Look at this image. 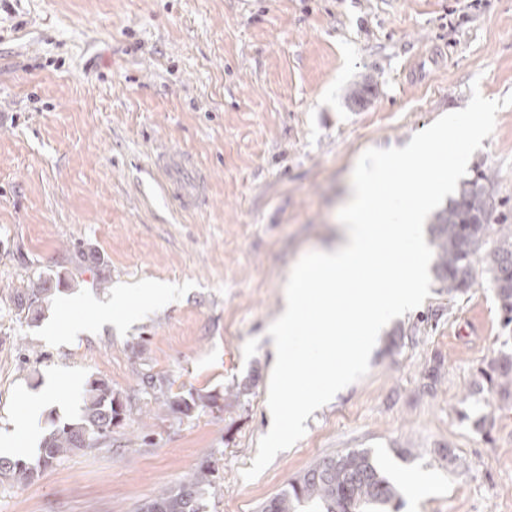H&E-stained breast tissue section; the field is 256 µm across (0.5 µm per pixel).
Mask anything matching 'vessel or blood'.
Here are the masks:
<instances>
[{"label": "vessel or blood", "instance_id": "1", "mask_svg": "<svg viewBox=\"0 0 512 512\" xmlns=\"http://www.w3.org/2000/svg\"><path fill=\"white\" fill-rule=\"evenodd\" d=\"M159 169L168 172L167 188L182 209H200L207 199V174L201 162L188 152H166L156 159Z\"/></svg>", "mask_w": 512, "mask_h": 512}]
</instances>
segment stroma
Wrapping results in <instances>:
<instances>
[{"label": "stroma", "mask_w": 512, "mask_h": 512, "mask_svg": "<svg viewBox=\"0 0 512 512\" xmlns=\"http://www.w3.org/2000/svg\"><path fill=\"white\" fill-rule=\"evenodd\" d=\"M475 88L512 94V0H0V429L24 413L20 388L61 373L74 383L39 435L81 417L92 378L126 408L97 447L0 482V512H138L204 464L203 512H260L358 449L434 476L418 512H512V398L474 385L512 327L481 265L466 292L431 285L389 322L367 375L241 477L268 431V330L294 265L335 244L365 150L404 147ZM166 147L203 163L204 208L182 212L159 185ZM479 171L493 239L512 226V106L470 158ZM40 275L61 283L33 319L17 296ZM154 282L169 296L141 304ZM169 394L217 403L158 410Z\"/></svg>", "instance_id": "obj_1"}]
</instances>
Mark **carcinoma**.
Masks as SVG:
<instances>
[{"label": "carcinoma", "mask_w": 512, "mask_h": 512, "mask_svg": "<svg viewBox=\"0 0 512 512\" xmlns=\"http://www.w3.org/2000/svg\"><path fill=\"white\" fill-rule=\"evenodd\" d=\"M480 174L465 183L457 198L439 212L432 224L437 248L436 278L448 294L457 295L474 278L475 262L490 229L494 210L493 196ZM495 292L504 325L512 324V228L500 233L483 256ZM50 279L39 277L18 298V306L35 314L52 294ZM481 381L490 385L512 378V354H502L479 369ZM122 404L112 397V390L102 379H90L83 393L80 419L56 426L44 437L40 455L31 462L18 457H0V480L14 485L32 483L39 474L60 459L96 447L112 437V425L120 416ZM210 468L200 466L173 487L146 501L140 512H202L204 491L212 487ZM399 488L367 450H353L325 457L313 463L288 487L271 498L264 512H368L385 509L398 500Z\"/></svg>", "instance_id": "cac0c4a2"}]
</instances>
